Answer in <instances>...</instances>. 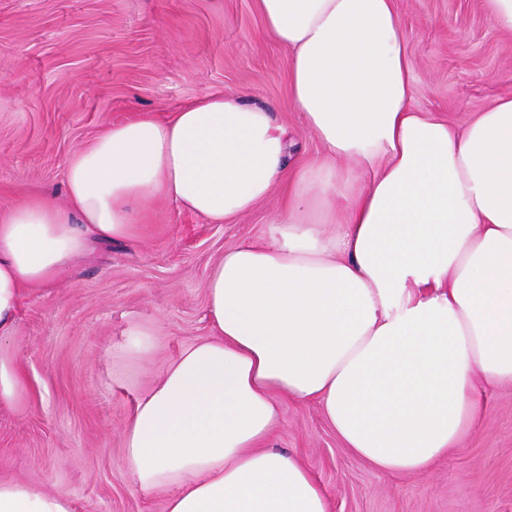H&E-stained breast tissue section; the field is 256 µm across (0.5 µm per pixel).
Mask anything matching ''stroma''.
<instances>
[{
    "mask_svg": "<svg viewBox=\"0 0 512 512\" xmlns=\"http://www.w3.org/2000/svg\"><path fill=\"white\" fill-rule=\"evenodd\" d=\"M415 59L412 105L462 124L512 96V33L484 0H395ZM221 91L272 112L290 165L323 148L289 104L288 50L255 0H0V211L63 194V165L105 128L168 118ZM275 189L227 224L160 203L139 233L94 245L58 284L28 292L15 342L25 415L0 411V478L67 494L77 512H166L122 465L127 418L161 368L211 332L206 284L226 249L270 234ZM150 336L152 362L130 349ZM476 428L428 472L386 474L344 448L318 405L281 400L269 445L297 456L331 512H512V386L483 390Z\"/></svg>",
    "mask_w": 512,
    "mask_h": 512,
    "instance_id": "stroma-1",
    "label": "stroma"
}]
</instances>
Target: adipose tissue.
I'll use <instances>...</instances> for the list:
<instances>
[{"label": "adipose tissue", "instance_id": "adipose-tissue-1", "mask_svg": "<svg viewBox=\"0 0 512 512\" xmlns=\"http://www.w3.org/2000/svg\"><path fill=\"white\" fill-rule=\"evenodd\" d=\"M256 7L290 51V106L322 160L290 168L271 112L214 93L74 150L65 202L0 212V409L20 414L27 289L62 279L93 243L133 237L157 200L224 224L287 187L271 237L212 267L210 336L166 364L127 419L124 467L141 493L172 488L166 512H330L307 467L266 445L280 397L317 404L375 468L413 474L475 428L477 381L512 385V97L460 128L414 110L394 0ZM0 512L75 506L0 479Z\"/></svg>", "mask_w": 512, "mask_h": 512}]
</instances>
